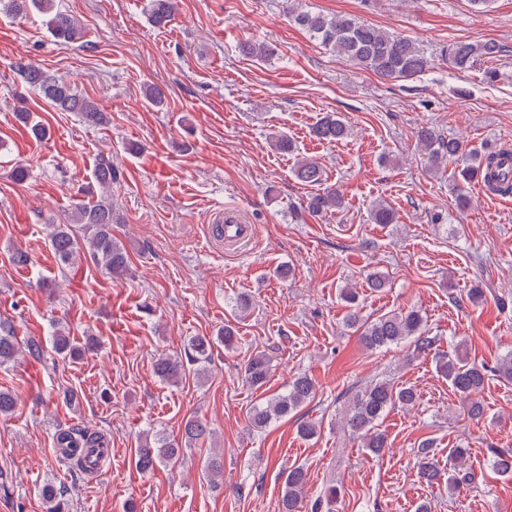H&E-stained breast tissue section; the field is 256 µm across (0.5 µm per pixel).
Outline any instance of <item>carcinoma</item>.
<instances>
[{
  "mask_svg": "<svg viewBox=\"0 0 512 512\" xmlns=\"http://www.w3.org/2000/svg\"><path fill=\"white\" fill-rule=\"evenodd\" d=\"M0 9L15 17H25L32 11L49 16L48 29L61 45L68 46L82 38L80 22L72 15L57 8L55 0H0ZM175 0H150V21L160 27L173 15ZM291 20L337 55L355 65L369 70L381 78H414L432 68L431 59L405 37L393 36L377 27L355 21L349 16H328L310 11L289 9ZM247 57L269 59L276 55L275 47L266 43L246 41L240 46ZM501 52L494 42H459L449 44L441 50L442 60L457 71H467L481 58H491ZM23 80L35 89L53 107L64 112H77L89 125H99L105 113L99 104L78 91L71 83L42 69L35 63L19 59L15 64ZM18 120L35 139L49 136L44 123L30 112L18 114ZM312 135L326 142H337L351 135V128L343 118L335 114L322 116L311 129ZM418 144L430 168L439 169L447 161L462 165L460 176L464 180L487 177L492 188L500 193L512 192V151L505 149L482 150L469 146L461 138L445 139L426 126L418 131ZM297 178L303 182L320 186L318 192L308 198L305 208L314 215H322L341 207L343 197L336 188L324 185L321 167L313 160L301 157L294 167ZM116 179L112 163L101 160L92 171V180L99 187V194L87 201L79 200L71 205V211L63 223L50 221L48 226L49 246L64 263L88 258L108 274L118 277L127 271L129 255L126 249L112 236V225L117 223L112 202V183ZM371 223L393 224L395 212L384 201H377L370 210ZM347 324L361 330L360 341L368 350H377L407 339L413 340L419 353L432 349L434 338L425 335L424 318L418 309L387 313L374 320L364 319L360 311L352 308ZM213 340L207 336H195L184 353H160L154 360V372L160 380L179 384L191 372H204L203 364L210 361ZM42 351V342L31 338L19 342L10 324L0 320V365L14 361L27 353L37 356ZM271 368V359L257 353L251 356L244 369V379L252 387L265 383ZM440 372L459 397L467 402L468 413L473 418L484 414L483 405L472 395L480 391L487 378L488 369L466 361L455 351L443 355L439 361ZM316 384L306 374L289 382L286 391L258 403L252 410L250 423L257 429L267 427L272 421L284 418L297 411L316 395ZM416 400L410 385H395L379 381L355 392L341 420V429L358 439L362 447L378 456L388 447V439L380 429V420L395 409L408 407ZM207 428L198 419L185 422L183 438L192 443L204 437ZM57 447L69 448L81 453L83 448H103L105 438L96 432L82 428H71L61 432ZM432 445L421 443L416 452L420 475L427 480L438 476L430 457ZM181 446L168 437L155 435L153 442L140 444L136 451V463L142 472H151L157 466L179 457ZM308 478L302 467L289 469L283 481L280 512H301Z\"/></svg>",
  "mask_w": 512,
  "mask_h": 512,
  "instance_id": "obj_1",
  "label": "carcinoma"
}]
</instances>
